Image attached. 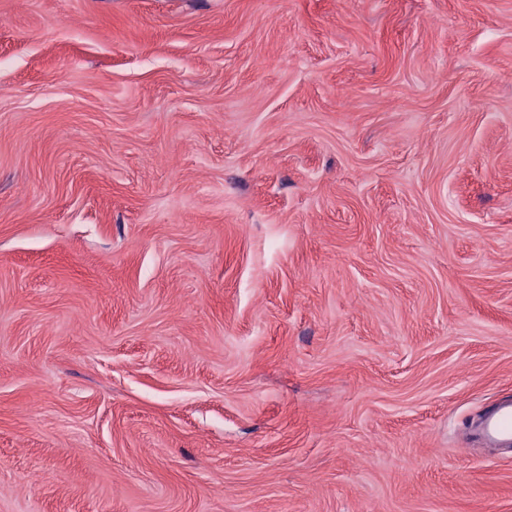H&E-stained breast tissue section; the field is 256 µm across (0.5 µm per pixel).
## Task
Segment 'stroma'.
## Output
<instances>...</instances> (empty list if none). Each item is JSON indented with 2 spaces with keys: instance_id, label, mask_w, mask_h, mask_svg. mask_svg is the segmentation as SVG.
Segmentation results:
<instances>
[{
  "instance_id": "stroma-1",
  "label": "stroma",
  "mask_w": 512,
  "mask_h": 512,
  "mask_svg": "<svg viewBox=\"0 0 512 512\" xmlns=\"http://www.w3.org/2000/svg\"><path fill=\"white\" fill-rule=\"evenodd\" d=\"M512 0H0V512H512ZM475 431L482 439L512 444V399L493 403L480 417Z\"/></svg>"
}]
</instances>
